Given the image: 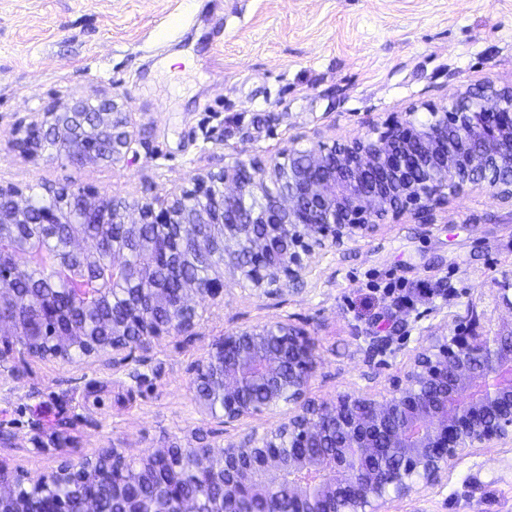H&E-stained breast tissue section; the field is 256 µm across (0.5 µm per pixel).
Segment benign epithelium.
<instances>
[{
  "mask_svg": "<svg viewBox=\"0 0 512 512\" xmlns=\"http://www.w3.org/2000/svg\"><path fill=\"white\" fill-rule=\"evenodd\" d=\"M426 110L425 121L407 112L367 121L349 139L306 149L291 141L274 156L238 159L166 199L68 187L27 195L0 184V308L17 313L0 319V371L27 356L125 364L164 338L196 335L228 279L259 298L299 293L322 256L384 224L410 217L432 226L473 192L512 204V89L488 81ZM17 145L74 166L116 163L131 133L115 99L100 95L52 104L19 128ZM27 224L66 226V248L35 244ZM116 224L152 233L133 256ZM171 235L186 261L213 258L207 276L173 287L158 279ZM38 249L77 280L110 268L112 285L91 297L68 288L64 306L55 269L34 261ZM125 282L138 285L137 298L111 302ZM495 283L493 310L512 315V271ZM108 302L109 318L90 330L85 317ZM321 366L315 339L288 319L228 330L194 364L193 403L226 424L278 415L276 425L220 444L199 433L194 445L134 459L114 447L77 462L64 455L47 473L1 462L0 512H73V496L79 512H388L395 499L443 485L472 449L512 447V323L502 318H457L449 334L414 350L383 393L319 399L311 382ZM132 465L137 480L123 479Z\"/></svg>",
  "mask_w": 512,
  "mask_h": 512,
  "instance_id": "7a95c632",
  "label": "benign epithelium"
}]
</instances>
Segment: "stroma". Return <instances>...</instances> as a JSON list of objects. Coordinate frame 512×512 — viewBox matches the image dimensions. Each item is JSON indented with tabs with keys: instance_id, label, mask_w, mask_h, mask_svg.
Returning a JSON list of instances; mask_svg holds the SVG:
<instances>
[{
	"instance_id": "1",
	"label": "stroma",
	"mask_w": 512,
	"mask_h": 512,
	"mask_svg": "<svg viewBox=\"0 0 512 512\" xmlns=\"http://www.w3.org/2000/svg\"><path fill=\"white\" fill-rule=\"evenodd\" d=\"M177 51L191 65L161 67ZM489 80L512 86V0H0V184L164 197L293 138H350ZM102 94L127 114L124 161L78 167L15 147L17 125L51 103ZM504 270L512 207L475 192L432 226L385 224L324 257L303 293L226 290L198 335L135 362L27 359L0 374V462L47 472L64 453L193 443L218 424L191 401V368L245 324L288 318L310 332L318 398L382 391L415 348L484 309ZM390 512H512V447L472 450L447 484Z\"/></svg>"
}]
</instances>
